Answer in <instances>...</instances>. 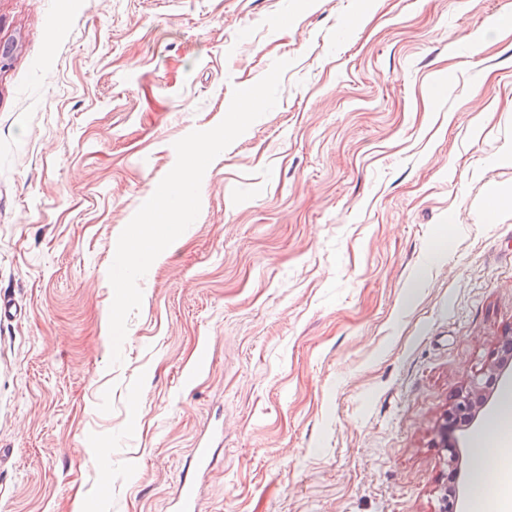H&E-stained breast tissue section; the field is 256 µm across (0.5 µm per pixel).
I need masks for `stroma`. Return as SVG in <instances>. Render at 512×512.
Instances as JSON below:
<instances>
[{"label":"stroma","mask_w":512,"mask_h":512,"mask_svg":"<svg viewBox=\"0 0 512 512\" xmlns=\"http://www.w3.org/2000/svg\"><path fill=\"white\" fill-rule=\"evenodd\" d=\"M511 17L0 0V512H175L193 476L199 512H440V425L512 334ZM281 59L111 364L120 233Z\"/></svg>","instance_id":"stroma-1"}]
</instances>
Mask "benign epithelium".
Here are the masks:
<instances>
[{
    "instance_id": "7a95c632",
    "label": "benign epithelium",
    "mask_w": 512,
    "mask_h": 512,
    "mask_svg": "<svg viewBox=\"0 0 512 512\" xmlns=\"http://www.w3.org/2000/svg\"><path fill=\"white\" fill-rule=\"evenodd\" d=\"M505 362L508 364L512 362V336H507L502 340L501 360L472 380L469 388L465 393L461 394L451 411L447 414L449 421L443 422L440 426V447L449 453L448 467L456 470L460 463L459 448L454 444H448V423L452 422L455 424L462 419L470 422L478 417L486 404L487 391L497 381L501 366Z\"/></svg>"
}]
</instances>
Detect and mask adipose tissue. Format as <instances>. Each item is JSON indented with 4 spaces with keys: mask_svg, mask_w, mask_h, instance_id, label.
Masks as SVG:
<instances>
[{
    "mask_svg": "<svg viewBox=\"0 0 512 512\" xmlns=\"http://www.w3.org/2000/svg\"><path fill=\"white\" fill-rule=\"evenodd\" d=\"M474 485L487 487L491 496L480 501L481 512H512V389L504 391L485 429L475 440Z\"/></svg>",
    "mask_w": 512,
    "mask_h": 512,
    "instance_id": "1",
    "label": "adipose tissue"
}]
</instances>
